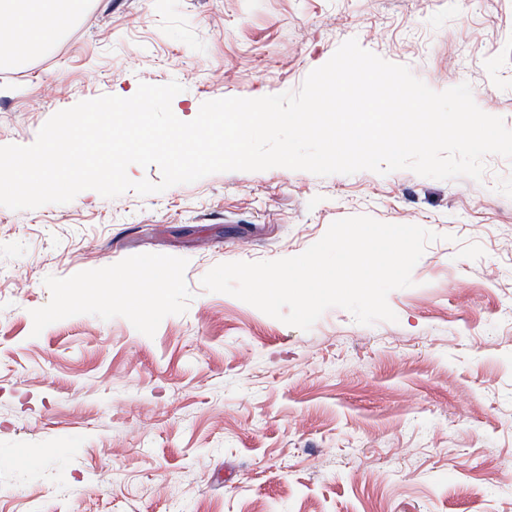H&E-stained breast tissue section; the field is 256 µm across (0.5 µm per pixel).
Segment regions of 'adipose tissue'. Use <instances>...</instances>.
<instances>
[{
	"mask_svg": "<svg viewBox=\"0 0 512 512\" xmlns=\"http://www.w3.org/2000/svg\"><path fill=\"white\" fill-rule=\"evenodd\" d=\"M85 5L86 0H0V65L41 53Z\"/></svg>",
	"mask_w": 512,
	"mask_h": 512,
	"instance_id": "ef3b65f1",
	"label": "adipose tissue"
}]
</instances>
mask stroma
Instances as JSON below:
<instances>
[{
    "mask_svg": "<svg viewBox=\"0 0 512 512\" xmlns=\"http://www.w3.org/2000/svg\"><path fill=\"white\" fill-rule=\"evenodd\" d=\"M352 38L434 91L469 83L512 129V0H88L0 69V146L142 82L181 83L186 115L295 92ZM485 165L0 206V512H512V160ZM361 215L439 236L389 294L396 321L332 307L305 332L201 285ZM146 257L168 271H142L165 294L147 313L123 281Z\"/></svg>",
    "mask_w": 512,
    "mask_h": 512,
    "instance_id": "1",
    "label": "stroma"
}]
</instances>
